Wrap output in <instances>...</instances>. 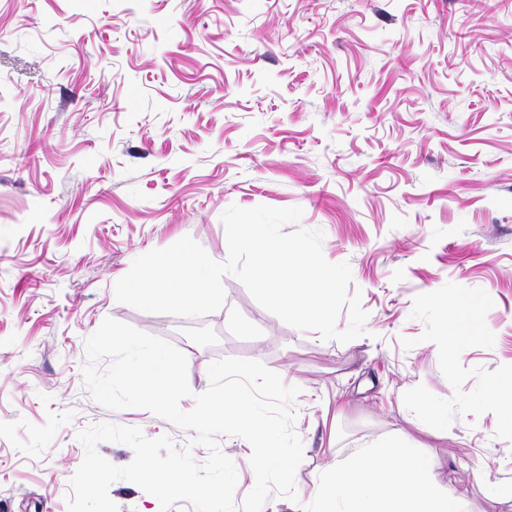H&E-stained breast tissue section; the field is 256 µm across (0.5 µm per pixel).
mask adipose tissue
<instances>
[{"label":"adipose tissue","instance_id":"obj_1","mask_svg":"<svg viewBox=\"0 0 512 512\" xmlns=\"http://www.w3.org/2000/svg\"><path fill=\"white\" fill-rule=\"evenodd\" d=\"M439 466L404 433L326 470L308 512H462Z\"/></svg>","mask_w":512,"mask_h":512}]
</instances>
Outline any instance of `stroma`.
I'll list each match as a JSON object with an SVG mask.
<instances>
[{"instance_id": "1", "label": "stroma", "mask_w": 512, "mask_h": 512, "mask_svg": "<svg viewBox=\"0 0 512 512\" xmlns=\"http://www.w3.org/2000/svg\"><path fill=\"white\" fill-rule=\"evenodd\" d=\"M234 204L302 209L364 335L289 326L230 275L200 318L117 302L135 258L184 236L225 261ZM454 296L475 318L453 359ZM108 317L184 353L185 410L219 359L295 377L297 497L272 512L433 406L426 454L464 512H512V432L483 400L512 372V0H0V512H67L77 434L102 423L208 460L193 431L92 400ZM218 442L243 500L251 447Z\"/></svg>"}]
</instances>
